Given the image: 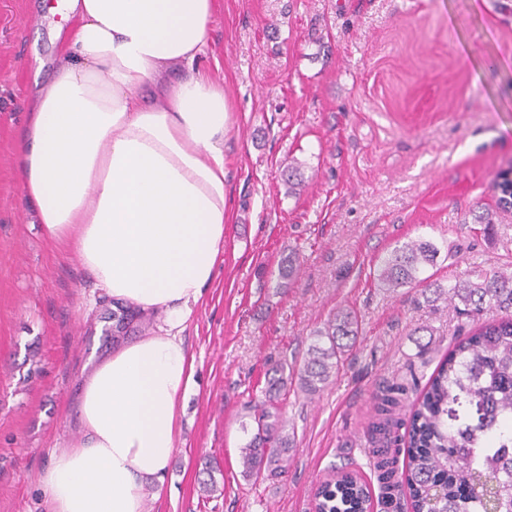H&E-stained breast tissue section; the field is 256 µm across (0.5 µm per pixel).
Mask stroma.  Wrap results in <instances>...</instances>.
I'll list each match as a JSON object with an SVG mask.
<instances>
[{
	"mask_svg": "<svg viewBox=\"0 0 512 512\" xmlns=\"http://www.w3.org/2000/svg\"><path fill=\"white\" fill-rule=\"evenodd\" d=\"M55 2L0 0V512H41L50 450L78 435L68 410L83 360L112 336L98 326L110 300L88 305L91 273L46 240L17 164L27 104L60 52ZM199 66L232 111L224 260L185 333L194 384L164 493L145 509L312 512L332 467L372 477L382 387L425 385L474 326L418 285L380 287L381 259L423 237L440 250L425 273L441 284L512 271V215L490 230L475 220L512 167V0H214ZM291 165L297 197L281 180ZM292 252L299 274L278 287ZM339 308L358 314L360 335L319 395L293 388L283 401L291 469L244 480V405L261 398L268 360L303 361Z\"/></svg>",
	"mask_w": 512,
	"mask_h": 512,
	"instance_id": "35a3bbf8",
	"label": "stroma"
}]
</instances>
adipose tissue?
<instances>
[{
	"instance_id": "adipose-tissue-1",
	"label": "adipose tissue",
	"mask_w": 512,
	"mask_h": 512,
	"mask_svg": "<svg viewBox=\"0 0 512 512\" xmlns=\"http://www.w3.org/2000/svg\"><path fill=\"white\" fill-rule=\"evenodd\" d=\"M72 19L20 131L44 236L120 304L158 315L91 355L78 439L52 451L43 512H144L179 441L194 358L184 332L217 275L227 207L222 85L198 68L213 0H59Z\"/></svg>"
}]
</instances>
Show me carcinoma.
<instances>
[{
	"label": "carcinoma",
	"instance_id": "carcinoma-1",
	"mask_svg": "<svg viewBox=\"0 0 512 512\" xmlns=\"http://www.w3.org/2000/svg\"><path fill=\"white\" fill-rule=\"evenodd\" d=\"M498 184L497 209L511 214L512 182L503 173ZM439 254L430 240L407 242L384 259L377 280L393 291L421 283L419 275L436 265ZM297 272L298 258H284L279 286L288 287ZM421 295L428 303H447L458 318L493 311L509 317L485 320L454 338L405 417H391L406 395L405 384L383 387L377 405L380 418L373 424L378 436L373 469L381 501L397 508L407 498L413 512H512V274L474 270L448 286L429 281ZM142 319L140 313L123 309L112 339L132 335L133 324ZM360 329L355 311L338 309L313 332L302 365L280 359L266 370L263 399L245 407L253 422L240 448L245 479L288 473L294 438L286 432L280 411L288 384L297 383L308 396L320 393ZM399 427L404 434H397ZM370 500L368 482L342 470L319 486L314 509L366 512Z\"/></svg>",
	"mask_w": 512,
	"mask_h": 512
}]
</instances>
